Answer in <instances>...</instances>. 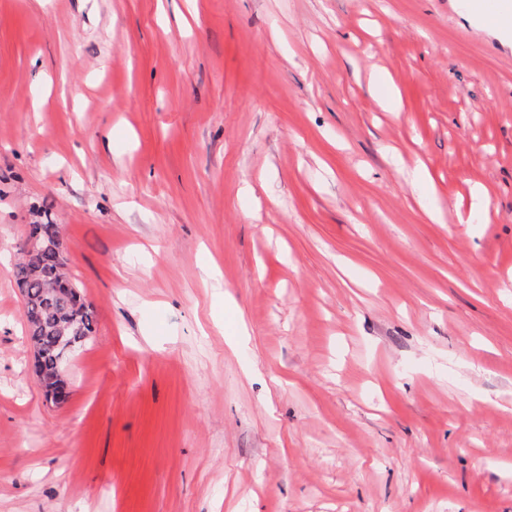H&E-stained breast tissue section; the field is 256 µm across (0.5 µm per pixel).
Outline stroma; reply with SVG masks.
Returning a JSON list of instances; mask_svg holds the SVG:
<instances>
[{"mask_svg":"<svg viewBox=\"0 0 512 512\" xmlns=\"http://www.w3.org/2000/svg\"><path fill=\"white\" fill-rule=\"evenodd\" d=\"M36 209L97 320L60 405L13 275ZM0 512H512V34L0 0ZM378 83L379 85L377 86ZM381 83V77L373 78L370 81L372 93L379 106L385 112H401L400 102L396 93L392 89L388 88L387 85L385 89H380Z\"/></svg>","mask_w":512,"mask_h":512,"instance_id":"35a3bbf8","label":"stroma"}]
</instances>
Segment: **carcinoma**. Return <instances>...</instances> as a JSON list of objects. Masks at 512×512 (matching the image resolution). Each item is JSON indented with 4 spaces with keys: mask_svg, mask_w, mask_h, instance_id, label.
Segmentation results:
<instances>
[{
    "mask_svg": "<svg viewBox=\"0 0 512 512\" xmlns=\"http://www.w3.org/2000/svg\"><path fill=\"white\" fill-rule=\"evenodd\" d=\"M30 232L45 237L33 250H24L16 264L14 278L24 300L27 337L34 352V372L45 395L68 387L66 374L57 366L55 344L62 330L75 327L68 335L80 348L92 339L94 314L81 298L76 283L64 272L58 225L50 220L35 221Z\"/></svg>",
    "mask_w": 512,
    "mask_h": 512,
    "instance_id": "1",
    "label": "carcinoma"
}]
</instances>
